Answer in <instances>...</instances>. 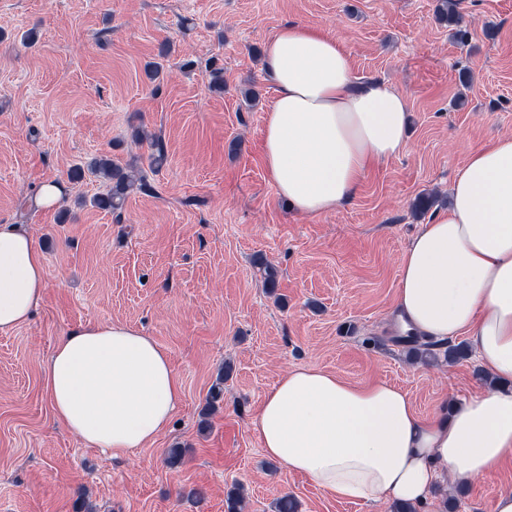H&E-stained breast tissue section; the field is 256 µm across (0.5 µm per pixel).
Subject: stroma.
Masks as SVG:
<instances>
[{"instance_id": "1", "label": "stroma", "mask_w": 512, "mask_h": 512, "mask_svg": "<svg viewBox=\"0 0 512 512\" xmlns=\"http://www.w3.org/2000/svg\"><path fill=\"white\" fill-rule=\"evenodd\" d=\"M436 0H0V222L36 239L47 288L28 323L0 335V512H226L233 484L245 512H390L330 497L265 456L254 428L288 369L318 366L353 383L385 380L432 417L486 380L476 359L417 363L394 305L400 258L428 223L414 199L449 186L470 149L512 134V0H460L458 40ZM340 42L356 75L409 101L407 147L378 163L360 193L312 218L290 211L267 177L261 145L275 95L263 70L284 23ZM164 79L144 67L161 43ZM224 70V90L209 88ZM254 100H246L245 91ZM167 160L149 170V142ZM107 155L144 169L120 214L94 207L104 184H70L72 220L35 206L42 184ZM278 272L268 293L255 257ZM121 322L154 339L182 389L148 447L119 458L56 423L45 366L68 330ZM224 402L206 398L225 363ZM183 458L169 467V449ZM512 468L458 494L443 480L436 507L488 512ZM200 500L188 499L190 490Z\"/></svg>"}]
</instances>
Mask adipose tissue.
Masks as SVG:
<instances>
[{"label":"adipose tissue","mask_w":512,"mask_h":512,"mask_svg":"<svg viewBox=\"0 0 512 512\" xmlns=\"http://www.w3.org/2000/svg\"><path fill=\"white\" fill-rule=\"evenodd\" d=\"M263 66L276 88L264 166L293 211H336L357 196L371 166L405 149V95L360 81L336 39L285 25L267 41ZM450 193L448 210L401 256L395 308L418 336L467 337L495 383L425 419L388 382L354 385L315 366L288 370L254 421L263 451L337 499L425 510L441 476L465 484L512 464V135L470 150ZM46 288L33 236L0 223V334L26 324ZM46 391L60 425L115 456L152 443L181 400L167 353L121 323L87 325L60 340Z\"/></svg>","instance_id":"adipose-tissue-1"}]
</instances>
